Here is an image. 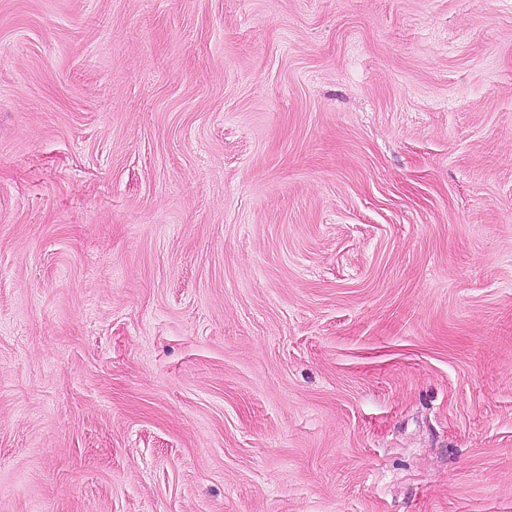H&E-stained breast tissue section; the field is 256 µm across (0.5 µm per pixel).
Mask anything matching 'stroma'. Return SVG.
I'll list each match as a JSON object with an SVG mask.
<instances>
[{"label": "stroma", "instance_id": "stroma-1", "mask_svg": "<svg viewBox=\"0 0 512 512\" xmlns=\"http://www.w3.org/2000/svg\"><path fill=\"white\" fill-rule=\"evenodd\" d=\"M0 512H512V0H0Z\"/></svg>", "mask_w": 512, "mask_h": 512}]
</instances>
